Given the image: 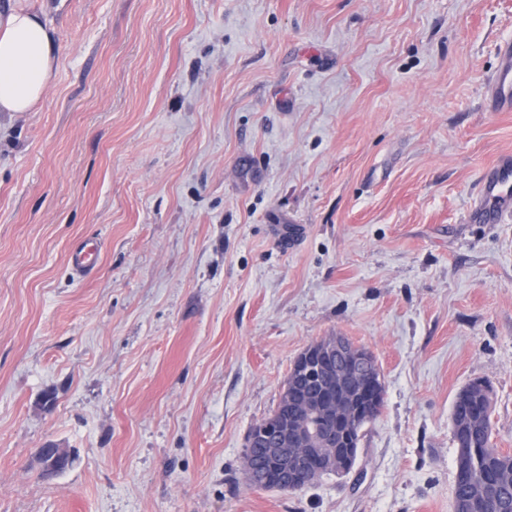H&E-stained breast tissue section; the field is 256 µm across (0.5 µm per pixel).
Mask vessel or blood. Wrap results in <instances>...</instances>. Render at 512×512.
<instances>
[{
  "label": "vessel or blood",
  "mask_w": 512,
  "mask_h": 512,
  "mask_svg": "<svg viewBox=\"0 0 512 512\" xmlns=\"http://www.w3.org/2000/svg\"><path fill=\"white\" fill-rule=\"evenodd\" d=\"M501 65L488 82V107L494 112L512 111V41L499 47ZM480 200L469 213L470 219L483 224L501 222L512 211V155L500 156L486 167L479 180ZM100 258L98 243L79 241L71 252L72 264L81 276L96 269Z\"/></svg>",
  "instance_id": "vessel-or-blood-1"
}]
</instances>
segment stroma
<instances>
[{
	"mask_svg": "<svg viewBox=\"0 0 512 512\" xmlns=\"http://www.w3.org/2000/svg\"><path fill=\"white\" fill-rule=\"evenodd\" d=\"M28 2L62 53L0 112V512H454L471 381L512 454V217L468 218L512 154V0ZM336 334L385 386L351 473L249 487V430ZM501 65L497 73L489 80L488 107L493 112L512 111V41L499 46ZM100 258L98 243L88 240L79 241L71 252L72 264L83 277L90 275L96 269ZM37 458L43 473L47 476L59 474L64 466L68 467L74 460L70 451L65 448H58L54 444H49L45 448H38Z\"/></svg>",
	"mask_w": 512,
	"mask_h": 512,
	"instance_id": "stroma-1",
	"label": "stroma"
}]
</instances>
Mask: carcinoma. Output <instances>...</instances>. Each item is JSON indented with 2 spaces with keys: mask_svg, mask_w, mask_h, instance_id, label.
Wrapping results in <instances>:
<instances>
[{
  "mask_svg": "<svg viewBox=\"0 0 512 512\" xmlns=\"http://www.w3.org/2000/svg\"><path fill=\"white\" fill-rule=\"evenodd\" d=\"M491 387L484 380L464 386L452 405V432L480 450L468 457V475L455 483V512H512V454L496 448Z\"/></svg>",
  "mask_w": 512,
  "mask_h": 512,
  "instance_id": "carcinoma-1",
  "label": "carcinoma"
}]
</instances>
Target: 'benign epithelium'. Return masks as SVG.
Instances as JSON below:
<instances>
[{"label": "benign epithelium", "instance_id": "benign-epithelium-1", "mask_svg": "<svg viewBox=\"0 0 512 512\" xmlns=\"http://www.w3.org/2000/svg\"><path fill=\"white\" fill-rule=\"evenodd\" d=\"M378 371L373 354L345 336L303 350L294 382L283 386L279 410L247 442L261 449V459L245 457L248 481L256 488L272 484L298 491L328 465L325 447L340 441L354 455L358 421L375 412ZM37 458L47 476L73 462L70 451L54 444L38 449Z\"/></svg>", "mask_w": 512, "mask_h": 512}]
</instances>
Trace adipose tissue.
Returning a JSON list of instances; mask_svg holds the SVG:
<instances>
[{
  "label": "adipose tissue",
  "mask_w": 512,
  "mask_h": 512,
  "mask_svg": "<svg viewBox=\"0 0 512 512\" xmlns=\"http://www.w3.org/2000/svg\"><path fill=\"white\" fill-rule=\"evenodd\" d=\"M60 55L39 13L16 0L0 14V112H34Z\"/></svg>",
  "instance_id": "obj_1"
}]
</instances>
